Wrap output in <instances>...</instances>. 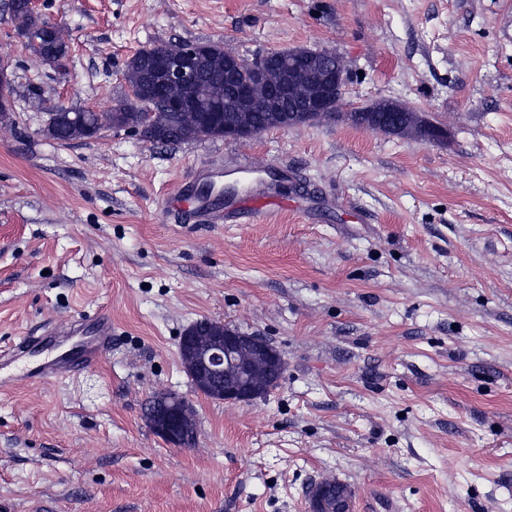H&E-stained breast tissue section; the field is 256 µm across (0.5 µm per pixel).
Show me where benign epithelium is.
I'll return each instance as SVG.
<instances>
[{
	"mask_svg": "<svg viewBox=\"0 0 512 512\" xmlns=\"http://www.w3.org/2000/svg\"><path fill=\"white\" fill-rule=\"evenodd\" d=\"M209 46L188 42L173 54L165 45L148 49L155 67L164 79L152 90L155 101L170 111L180 112L191 100L169 95L167 87L179 84L191 92L197 84L198 64ZM335 58L309 48L270 51L252 61L230 54L224 59V75L230 77L243 68L261 71L257 83L235 87L234 99L249 102L258 99L272 113L280 129L314 124L334 118L341 109L342 94L348 82L347 69L334 64L311 67L313 56ZM11 63L0 55V106H10L13 85ZM371 114L403 112L408 120L394 128L397 135L419 141L428 139L426 117L418 110L394 100H380L368 108ZM256 135L251 113L239 112L224 124V139L247 142ZM184 368L196 381L198 393L226 403L251 402L264 397L275 377L283 376L286 361L282 351L260 336L240 331L226 322L209 321L206 331L188 337L187 348L180 351ZM152 430L169 444L183 446L196 429L192 406L182 396L162 394L156 408L147 414ZM329 482H321L310 491V512H351V503L331 504Z\"/></svg>",
	"mask_w": 512,
	"mask_h": 512,
	"instance_id": "1",
	"label": "benign epithelium"
}]
</instances>
